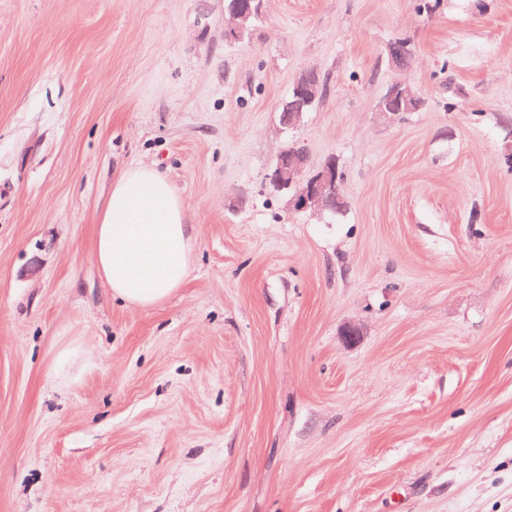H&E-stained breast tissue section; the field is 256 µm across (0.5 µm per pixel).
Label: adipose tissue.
<instances>
[{"mask_svg":"<svg viewBox=\"0 0 512 512\" xmlns=\"http://www.w3.org/2000/svg\"><path fill=\"white\" fill-rule=\"evenodd\" d=\"M183 199L157 167L122 169L96 227L94 262L114 299L149 308L177 292L192 268Z\"/></svg>","mask_w":512,"mask_h":512,"instance_id":"obj_1","label":"adipose tissue"}]
</instances>
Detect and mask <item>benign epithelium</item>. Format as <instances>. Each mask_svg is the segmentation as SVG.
<instances>
[{
    "label": "benign epithelium",
    "instance_id": "1",
    "mask_svg": "<svg viewBox=\"0 0 512 512\" xmlns=\"http://www.w3.org/2000/svg\"><path fill=\"white\" fill-rule=\"evenodd\" d=\"M260 0H233L228 14L234 27L228 31L233 38L242 36L252 19L259 15ZM411 56L407 48L394 44L388 48V58L393 67H405ZM327 90V84L321 71L310 68L299 76L294 83L291 96L286 100L279 113L282 129L296 128L306 112V107L319 101ZM422 102L419 91L411 85L396 82L378 100L376 112L386 121L391 122L400 108L416 109ZM341 171L336 160L314 170L309 158L302 149L280 153L276 163L267 174V179L281 191L291 192V204L301 211L323 213L334 211L341 206L338 186Z\"/></svg>",
    "mask_w": 512,
    "mask_h": 512
}]
</instances>
